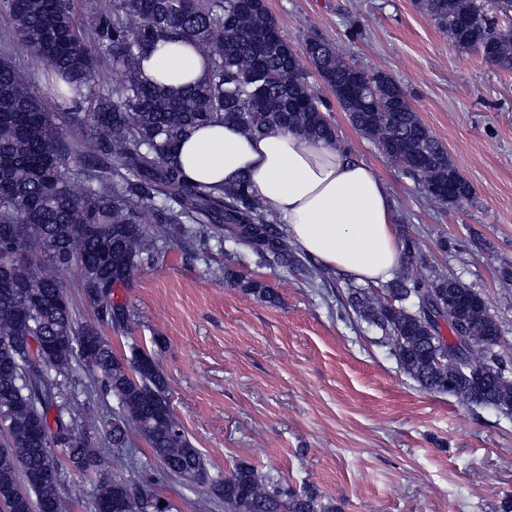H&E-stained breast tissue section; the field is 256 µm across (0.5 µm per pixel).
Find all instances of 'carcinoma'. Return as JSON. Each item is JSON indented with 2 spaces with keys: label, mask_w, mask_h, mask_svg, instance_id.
Here are the masks:
<instances>
[{
  "label": "carcinoma",
  "mask_w": 512,
  "mask_h": 512,
  "mask_svg": "<svg viewBox=\"0 0 512 512\" xmlns=\"http://www.w3.org/2000/svg\"><path fill=\"white\" fill-rule=\"evenodd\" d=\"M416 4L458 51L512 73V23L498 25L481 0ZM0 10L14 33L11 52L0 56V512H61L65 466L93 482L94 512H171L100 455L104 442L129 447L134 432L166 472L197 497L224 503V512H336L312 489L298 491L247 461L211 474L154 354L135 341L118 354L103 334V325L127 332L137 317L114 289L174 233L201 253L214 242L286 270L301 265L279 218L245 181L196 182L174 158L193 128L210 123L336 140L306 60L351 125L422 177L427 197L454 207L471 196L468 181L386 72H363V92L352 93L358 65L318 38L298 53L265 0H110L86 18L75 0H6ZM165 40L189 43L207 61L204 77L180 92L141 69ZM32 55L66 111H48L17 68ZM72 266L93 322L78 321L68 286L48 273ZM386 287L387 300L349 283L347 306L381 332L403 372L430 392L511 415L512 360L481 293L457 278L404 272ZM434 298L451 315L447 336L429 320ZM462 334L486 373L435 362L455 356ZM79 370L117 400L103 435L94 411L81 425L69 415Z\"/></svg>",
  "instance_id": "1"
}]
</instances>
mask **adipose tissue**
<instances>
[{
    "label": "adipose tissue",
    "mask_w": 512,
    "mask_h": 512,
    "mask_svg": "<svg viewBox=\"0 0 512 512\" xmlns=\"http://www.w3.org/2000/svg\"><path fill=\"white\" fill-rule=\"evenodd\" d=\"M142 69L177 90L202 77L206 63L190 46L161 42ZM177 160L196 181L228 185L246 179L296 248L321 267L378 285L400 266L402 244L386 185L341 145L277 129L247 135L215 123L193 129Z\"/></svg>",
    "instance_id": "1"
}]
</instances>
